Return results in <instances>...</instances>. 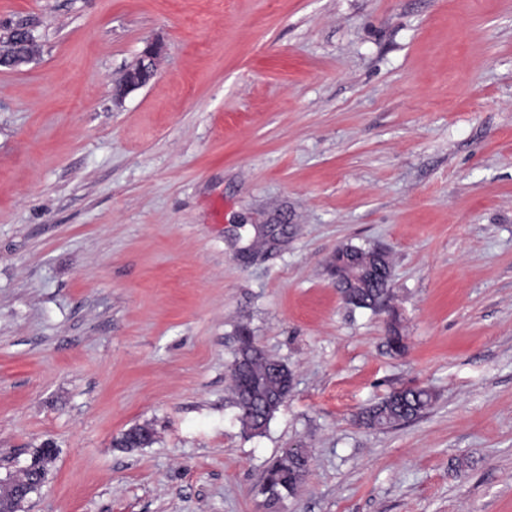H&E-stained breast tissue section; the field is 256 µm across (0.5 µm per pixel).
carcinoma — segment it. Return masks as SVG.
I'll return each mask as SVG.
<instances>
[{
    "label": "carcinoma",
    "mask_w": 512,
    "mask_h": 512,
    "mask_svg": "<svg viewBox=\"0 0 512 512\" xmlns=\"http://www.w3.org/2000/svg\"><path fill=\"white\" fill-rule=\"evenodd\" d=\"M391 280L376 275L365 279L354 291L355 308L371 309L380 298L389 296ZM234 403L239 410V421L244 432L262 433L275 413L284 405L292 389L293 374L288 366L271 356L256 343L246 329L238 332V346L231 368ZM399 404L369 407L358 414V420L368 428L388 429L409 423L424 414L435 400L434 393L421 386L409 387ZM153 432L143 426H133L113 440L120 448H141L151 444ZM304 470L297 455L285 451L265 471L261 493L270 503L295 494Z\"/></svg>",
    "instance_id": "carcinoma-1"
}]
</instances>
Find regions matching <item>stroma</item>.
I'll return each mask as SVG.
<instances>
[{
	"instance_id": "35a3bbf8",
	"label": "stroma",
	"mask_w": 512,
	"mask_h": 512,
	"mask_svg": "<svg viewBox=\"0 0 512 512\" xmlns=\"http://www.w3.org/2000/svg\"><path fill=\"white\" fill-rule=\"evenodd\" d=\"M16 27L0 479L56 446L21 512H512V0H0ZM345 245L388 252L383 310L344 303ZM242 328L293 373L255 436ZM410 386L423 416L359 424ZM290 448L310 473L266 505ZM161 49L162 47L158 43H151L146 46L138 60L139 64L135 68L126 70L116 82L113 91L116 100H122L129 92L142 87L146 83L144 74L152 75L154 61L159 56ZM154 440L153 432L143 426H134L126 430L120 437L113 439V445L120 448H141L150 445Z\"/></svg>"
}]
</instances>
